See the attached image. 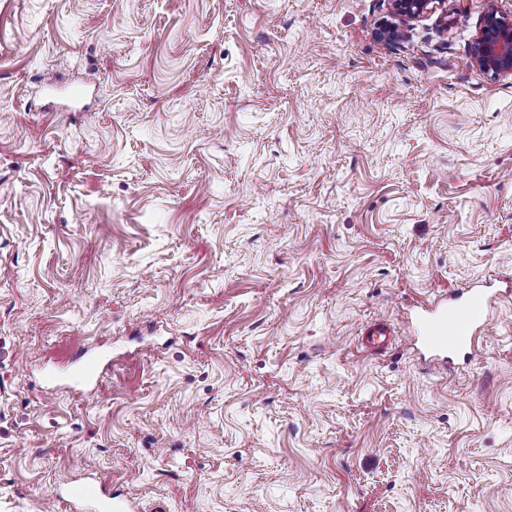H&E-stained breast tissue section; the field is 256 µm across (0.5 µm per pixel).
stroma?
<instances>
[{"instance_id": "35a3bbf8", "label": "stroma", "mask_w": 512, "mask_h": 512, "mask_svg": "<svg viewBox=\"0 0 512 512\" xmlns=\"http://www.w3.org/2000/svg\"><path fill=\"white\" fill-rule=\"evenodd\" d=\"M487 5L387 44V0H0V512L88 468L141 512H512V294L471 361L413 347L512 278ZM394 336V329L389 324L370 323L361 333L360 345L367 352L378 353L392 344ZM71 363L77 367L85 385L89 388L86 393L97 391L103 367L101 360L86 353H81L72 358Z\"/></svg>"}]
</instances>
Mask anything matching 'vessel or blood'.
<instances>
[{"instance_id":"obj_1","label":"vessel or blood","mask_w":512,"mask_h":512,"mask_svg":"<svg viewBox=\"0 0 512 512\" xmlns=\"http://www.w3.org/2000/svg\"><path fill=\"white\" fill-rule=\"evenodd\" d=\"M497 291L489 285H474L458 289L448 301L426 308L419 316L417 333L421 344L442 357L472 356L480 335L490 325L491 310ZM395 332L384 322L368 324L361 333L360 345L368 352L378 353L393 342ZM90 391H97L102 374L99 358L84 353L73 359ZM70 512H86L88 507L98 512H138L132 498L108 490L97 475H90L80 483H67L63 496Z\"/></svg>"}]
</instances>
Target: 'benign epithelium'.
<instances>
[{
	"mask_svg": "<svg viewBox=\"0 0 512 512\" xmlns=\"http://www.w3.org/2000/svg\"><path fill=\"white\" fill-rule=\"evenodd\" d=\"M390 19L381 26L380 38L391 42L400 26L417 21L444 8L446 0H388ZM469 62L496 79L512 76V14H505L490 0L479 36L474 40Z\"/></svg>",
	"mask_w": 512,
	"mask_h": 512,
	"instance_id": "1",
	"label": "benign epithelium"
}]
</instances>
